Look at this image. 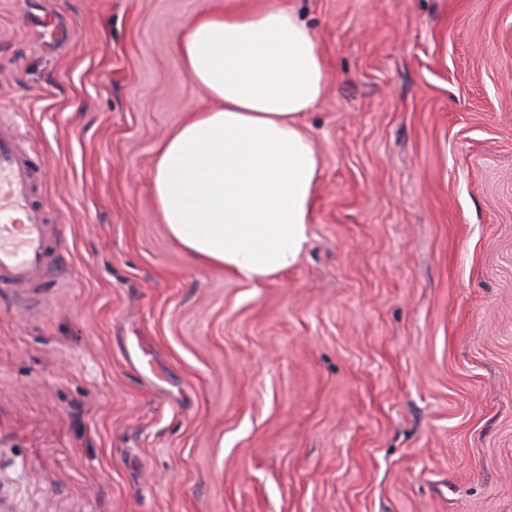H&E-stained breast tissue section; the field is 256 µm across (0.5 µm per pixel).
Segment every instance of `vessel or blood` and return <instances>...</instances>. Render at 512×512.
<instances>
[{"label":"vessel or blood","mask_w":512,"mask_h":512,"mask_svg":"<svg viewBox=\"0 0 512 512\" xmlns=\"http://www.w3.org/2000/svg\"><path fill=\"white\" fill-rule=\"evenodd\" d=\"M40 172L0 120V288L40 298L53 287L57 237L29 200Z\"/></svg>","instance_id":"vessel-or-blood-1"}]
</instances>
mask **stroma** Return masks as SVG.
<instances>
[{
    "label": "stroma",
    "instance_id": "1",
    "mask_svg": "<svg viewBox=\"0 0 512 512\" xmlns=\"http://www.w3.org/2000/svg\"><path fill=\"white\" fill-rule=\"evenodd\" d=\"M288 2L321 165L255 286L152 192L214 106L174 49L210 0H0V116L60 239L36 312L0 292V512H512V0Z\"/></svg>",
    "mask_w": 512,
    "mask_h": 512
}]
</instances>
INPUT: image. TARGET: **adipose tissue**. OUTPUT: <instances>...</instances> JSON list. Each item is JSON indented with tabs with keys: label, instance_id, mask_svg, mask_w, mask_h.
<instances>
[{
	"label": "adipose tissue",
	"instance_id": "adipose-tissue-1",
	"mask_svg": "<svg viewBox=\"0 0 512 512\" xmlns=\"http://www.w3.org/2000/svg\"><path fill=\"white\" fill-rule=\"evenodd\" d=\"M176 53L219 106L159 147L152 189L163 221L193 259L267 282L309 241L321 158L300 118L324 92L315 36L282 0H219L183 26Z\"/></svg>",
	"mask_w": 512,
	"mask_h": 512
}]
</instances>
